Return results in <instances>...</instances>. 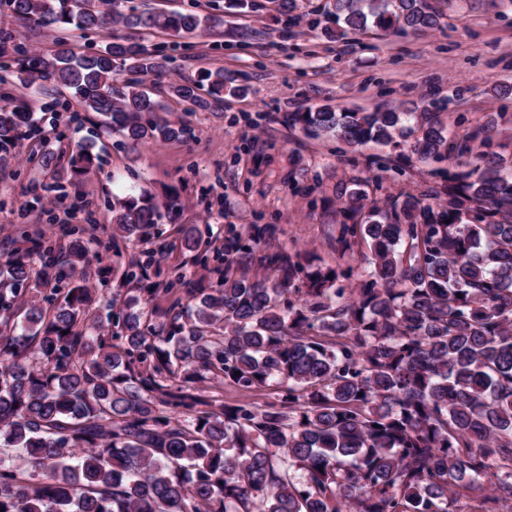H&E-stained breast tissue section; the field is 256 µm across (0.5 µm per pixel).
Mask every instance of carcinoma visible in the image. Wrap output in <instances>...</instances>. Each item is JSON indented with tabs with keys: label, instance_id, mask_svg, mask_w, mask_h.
I'll return each mask as SVG.
<instances>
[{
	"label": "carcinoma",
	"instance_id": "carcinoma-1",
	"mask_svg": "<svg viewBox=\"0 0 512 512\" xmlns=\"http://www.w3.org/2000/svg\"><path fill=\"white\" fill-rule=\"evenodd\" d=\"M17 18L62 33L48 57L0 35L12 83L48 74L84 111L105 117L133 145L181 139L182 124L140 76L170 64L186 35L215 16L128 10L125 0H8ZM349 31L368 17L384 33L432 29L430 0H332ZM105 46L75 55L64 33ZM170 37L165 49L141 31ZM189 105L247 89L224 71L170 86ZM306 135L350 146L388 145L414 121L418 159L471 155L472 132L444 138L433 110L294 112ZM32 115L0 93V150ZM481 153L426 202L402 195L367 203L358 181L336 225V265L300 252H266L268 225L250 227L239 258L217 280L178 276L144 288L169 307L107 313L111 335L83 329L99 311L78 230L64 246L23 233L0 257V512H454L477 495L479 512L512 505V182ZM100 157L77 144L66 175L76 184ZM177 191L143 190L112 203L111 247L135 242L167 213ZM366 264L356 272L348 258ZM258 266L277 278L251 275ZM146 279L141 265L119 287ZM240 375H235V372ZM217 379L239 392L272 389L264 404L203 398Z\"/></svg>",
	"mask_w": 512,
	"mask_h": 512
}]
</instances>
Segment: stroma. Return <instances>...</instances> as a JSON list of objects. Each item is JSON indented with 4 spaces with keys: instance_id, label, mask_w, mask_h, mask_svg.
Here are the masks:
<instances>
[{
    "instance_id": "1",
    "label": "stroma",
    "mask_w": 512,
    "mask_h": 512,
    "mask_svg": "<svg viewBox=\"0 0 512 512\" xmlns=\"http://www.w3.org/2000/svg\"><path fill=\"white\" fill-rule=\"evenodd\" d=\"M327 0H299L293 16L267 0L239 9L232 0H128V7L214 14L222 25L183 39L163 75H147L159 87L169 120L186 137L132 146L119 133L91 122L76 123L80 105L67 100L55 124L40 136L0 152V248L22 231L61 238L62 228L88 227L91 252H103L112 236L113 197L175 188L183 211L161 219L148 235L122 248L123 260H150L162 279L204 275L180 245L177 224L196 225L202 240L223 252L229 228L247 232L272 224V250L301 251L332 265L336 215L350 180H358L372 204L386 208L402 193L421 196L459 171L455 156L411 160L415 134L398 143L347 147L307 137L289 113L331 104L349 110L377 107L399 112L437 104L444 134L462 138L489 126L499 170L512 181V0H432L440 25L423 31L362 36L341 33L324 10ZM224 70L249 88L247 96L185 108L169 85ZM92 145L100 165L80 185L49 187L36 156L60 144ZM388 159V168L375 158Z\"/></svg>"
}]
</instances>
